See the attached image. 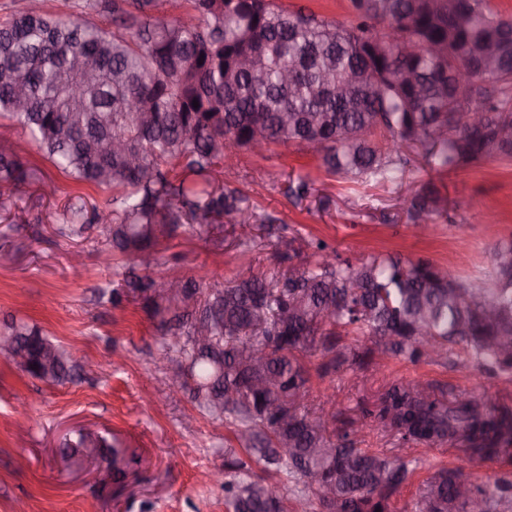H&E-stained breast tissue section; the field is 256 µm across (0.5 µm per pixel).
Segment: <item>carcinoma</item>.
<instances>
[{
  "label": "carcinoma",
  "instance_id": "obj_1",
  "mask_svg": "<svg viewBox=\"0 0 512 512\" xmlns=\"http://www.w3.org/2000/svg\"><path fill=\"white\" fill-rule=\"evenodd\" d=\"M186 16L158 14L160 0H78L74 8L105 15L112 28L73 21L41 6L0 23V116L18 124L36 149L79 183L112 189L107 207L66 210L67 228L105 227L113 254L130 255L142 274L127 287L143 295L164 336L178 335L189 365L192 399L234 427L260 472L224 454V504L231 512H390L412 461L359 447L358 431L330 435L323 417L303 403L310 392L305 359L328 358L323 372L372 356L416 363L439 358L512 383V243L494 252L487 283L476 286L426 258L373 257L357 264L323 241L312 260L269 280L254 273L219 288L183 282L192 304L155 287V260L143 254L178 228L251 224L250 197L215 182L227 142L253 149L288 143L314 149L332 175L356 182H394L415 146L427 162L456 167L512 155V18L488 0H352L355 24H331L272 0H185ZM383 19L414 38L405 51L375 29ZM487 41L498 46V79L463 97L448 72ZM198 106H193V101ZM475 112L481 122L467 123ZM119 141L125 149L116 150ZM28 174L0 147V196ZM441 202L437 191L409 200L418 221ZM210 326L213 350L197 353L190 336ZM32 356L29 374L52 384L73 381L71 354L42 328L23 320L0 328ZM370 337L347 356L342 337ZM266 354L261 367L246 354ZM401 451L459 444L469 456L512 463V408H487L478 396H446L432 382L395 380L377 409H363ZM106 439L79 431L64 439L63 457L95 453L125 472ZM284 474L301 487L277 494ZM416 512H512V471L487 482L462 481L440 468L427 481Z\"/></svg>",
  "mask_w": 512,
  "mask_h": 512
}]
</instances>
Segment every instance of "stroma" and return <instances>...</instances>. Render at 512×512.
Listing matches in <instances>:
<instances>
[{
    "label": "stroma",
    "instance_id": "1",
    "mask_svg": "<svg viewBox=\"0 0 512 512\" xmlns=\"http://www.w3.org/2000/svg\"><path fill=\"white\" fill-rule=\"evenodd\" d=\"M0 140L13 143L33 174L0 204V321L38 324L70 351L75 365L74 381L49 384L0 357V512H14L20 501L28 512H227L214 475L224 468L225 449L238 445L232 428L201 410L188 392L168 391L163 377L179 369L181 358L164 345L142 297L128 294L117 308L109 300L112 289L123 287L133 258L104 267L97 227L73 238L58 232L70 204L101 206L109 192L66 177L9 119H0ZM227 152L234 165L225 169V180L250 196L259 215L275 217L276 233L256 225V245L244 252L224 230L178 229L157 247V278H193L206 288L245 269L274 278L310 256L307 246L280 259L277 236L297 234L307 242L323 240L354 262L381 254L424 257L480 282L492 270L494 248L512 241V158L439 168L415 156L399 182L376 184L327 174L315 151L288 143L262 156L232 144ZM297 177L312 183L301 200L286 193ZM426 188L447 197L448 212L425 221L416 236L407 199ZM76 251L83 256L77 270L70 262ZM111 353L122 355V365L98 370L95 360ZM320 363L317 355L307 362L314 373L312 408L335 413L330 426L339 432L351 421L364 425V447L390 456L396 453L393 438L364 421L362 411L391 380L421 378L449 392H478L491 407L512 406V388L501 389L499 379L442 360L390 358L381 370L345 364L322 377L316 374ZM81 428L134 457L125 478L65 463L60 443ZM416 456L414 476L393 498L395 512H411L422 483L440 468L470 480L504 469L456 447L424 445Z\"/></svg>",
    "mask_w": 512,
    "mask_h": 512
}]
</instances>
